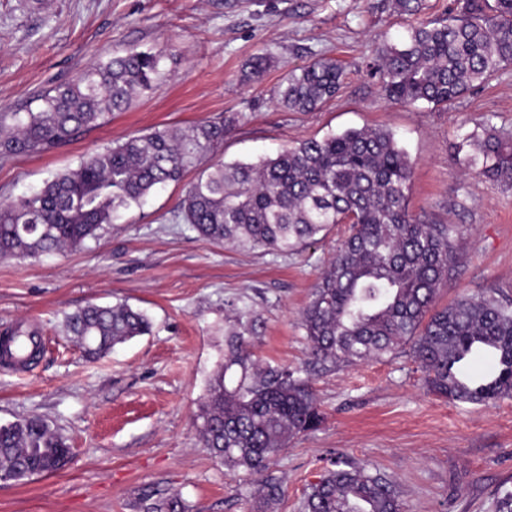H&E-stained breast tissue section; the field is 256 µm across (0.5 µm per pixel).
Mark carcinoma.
I'll return each instance as SVG.
<instances>
[{
	"label": "carcinoma",
	"instance_id": "1",
	"mask_svg": "<svg viewBox=\"0 0 512 512\" xmlns=\"http://www.w3.org/2000/svg\"><path fill=\"white\" fill-rule=\"evenodd\" d=\"M382 91L394 103L448 108L477 83L512 64V0H451L448 19L419 23L395 44L375 47ZM159 55L129 50L45 93L35 112H0V155L41 153L78 131L103 125L163 77ZM271 57L257 54L244 78L262 80ZM342 69L326 57L288 70L277 102L314 112L333 98ZM230 122L213 118L188 131L155 128L86 154L17 200L0 203V256L16 259L77 250L108 224L141 206L224 142ZM454 160L512 188V131L482 125L455 146ZM413 163L384 127L347 129L307 138L256 162L217 163L201 171L178 204V216L199 236L243 250L293 253L349 225L303 309L301 325L312 363L383 361L410 346L429 392L452 401L488 403L512 397V301L491 289L446 306L435 304L455 264L459 229L411 218ZM146 314L127 304H89L66 315V330L91 359L149 333ZM257 320L238 311L225 333L224 366L211 380L200 435L210 453L261 476L322 415L310 364L264 367L250 347ZM495 369L471 375L480 353ZM70 448L37 415L0 424V479L24 482L63 469ZM257 512L285 494L260 481ZM144 512H188L178 492ZM302 512H402L390 481L365 466L336 461L312 484Z\"/></svg>",
	"mask_w": 512,
	"mask_h": 512
}]
</instances>
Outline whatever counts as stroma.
I'll return each mask as SVG.
<instances>
[{"label":"stroma","instance_id":"35a3bbf8","mask_svg":"<svg viewBox=\"0 0 512 512\" xmlns=\"http://www.w3.org/2000/svg\"><path fill=\"white\" fill-rule=\"evenodd\" d=\"M410 22L395 0H0V112L36 110L46 91L131 49L160 55L165 74L127 111L60 148L0 157V202L40 188L84 154L155 128L231 120L216 153L231 163L384 126L413 162L410 215L462 230L438 305L489 288L512 299V189L450 158L453 144L484 121L512 130V65L448 109L389 104L373 40L399 42ZM264 51L273 59L264 78L243 82L245 63ZM319 57L345 70L336 96L314 112L279 106L283 76ZM184 190L157 191L83 248L0 257V335L31 329L43 345L30 370L0 366V424L40 415L72 449L56 473L0 479V512H143L175 491L189 512H255L253 477L212 457L199 438L224 331L236 311L248 312L259 322L252 350L262 365L307 361L301 313L346 228L296 254L246 251L176 220ZM118 302L145 312L151 333L86 361L65 334V315ZM312 383L323 420L272 465L285 488L273 512H300L309 486L339 457L389 479L403 512H498L512 491V397H436L406 348L383 362L317 366Z\"/></svg>","mask_w":512,"mask_h":512}]
</instances>
